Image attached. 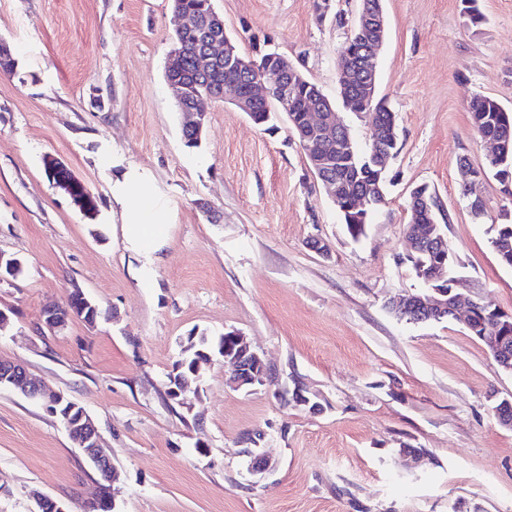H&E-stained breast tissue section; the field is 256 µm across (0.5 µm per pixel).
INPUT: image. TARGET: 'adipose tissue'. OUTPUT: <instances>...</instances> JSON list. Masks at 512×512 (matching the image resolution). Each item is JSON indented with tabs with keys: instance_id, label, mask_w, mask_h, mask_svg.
Returning <instances> with one entry per match:
<instances>
[{
	"instance_id": "ef3b65f1",
	"label": "adipose tissue",
	"mask_w": 512,
	"mask_h": 512,
	"mask_svg": "<svg viewBox=\"0 0 512 512\" xmlns=\"http://www.w3.org/2000/svg\"><path fill=\"white\" fill-rule=\"evenodd\" d=\"M112 199L129 215L120 226L128 250L150 257L165 246L170 214L147 174L127 167L112 182Z\"/></svg>"
}]
</instances>
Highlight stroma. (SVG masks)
I'll return each instance as SVG.
<instances>
[{
  "label": "stroma",
  "mask_w": 512,
  "mask_h": 512,
  "mask_svg": "<svg viewBox=\"0 0 512 512\" xmlns=\"http://www.w3.org/2000/svg\"><path fill=\"white\" fill-rule=\"evenodd\" d=\"M242 54L288 57L331 100L358 0H212ZM384 0L378 93L396 114L386 201L353 240L276 113L275 131L221 102L198 147L184 144L166 77L169 0H0V251L24 266L0 285V359L83 406L112 452L116 512H512V401L482 341L454 321L409 323L391 297L423 293L406 261V201L428 185L457 288L512 312V267L491 246L512 221L495 177L475 215L457 157L485 162L468 104L512 108V0ZM62 160L96 197L88 218L48 178ZM151 173L171 228L154 272L127 250L112 212L122 166ZM319 239L328 254L310 247ZM80 287L102 310L39 332L46 306ZM243 332L265 385L227 384L213 355L182 401L166 399L190 338ZM302 391L309 404L292 394ZM419 449L405 463L403 446ZM270 462L262 473L253 456ZM97 473L44 406L0 389V512H36L39 490L83 512Z\"/></svg>",
  "instance_id": "35a3bbf8"
}]
</instances>
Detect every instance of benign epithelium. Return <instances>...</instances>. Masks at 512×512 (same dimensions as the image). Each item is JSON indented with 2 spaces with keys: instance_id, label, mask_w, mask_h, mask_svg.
<instances>
[{
  "instance_id": "obj_1",
  "label": "benign epithelium",
  "mask_w": 512,
  "mask_h": 512,
  "mask_svg": "<svg viewBox=\"0 0 512 512\" xmlns=\"http://www.w3.org/2000/svg\"><path fill=\"white\" fill-rule=\"evenodd\" d=\"M174 13L182 20L180 32L195 31L203 36L200 47L195 52L194 64L198 73L210 75L221 67L233 69L245 77L250 76L251 65L246 60L235 54V48L229 38L224 34V19L214 9L209 8L203 14L185 10L182 0H172ZM358 41L362 46L363 55L357 66L350 63L351 56L345 55L340 66V74L343 78L342 95L344 100H353L351 85L354 80H359L365 92L372 95L376 90L377 72L375 59L377 51L386 38L387 23L380 6L372 10L361 9L353 24ZM181 49L175 48L167 64L166 79L177 94V101L183 114V127L191 134L196 142L201 141L207 101L224 99L238 110L246 113L249 118H254V105L261 99L275 98L281 111L288 113L292 110V95L288 87V75L298 74L295 66L278 53L267 56L263 68V77L249 80L250 93L240 95L235 92H224V86H218L205 93H199L189 84L181 73L179 57ZM302 122L307 137L303 144L307 145V152L312 166L316 170L328 167V159L313 151V145L327 143L336 139V151L346 152L351 146V140L343 124L336 119V112L325 108L319 103L310 105L303 111ZM45 171L52 182L64 190L77 204L84 215L91 217L95 211L88 205L86 192L81 190L83 182L79 180L60 159L47 155L43 159ZM415 211L412 212L410 227L408 230V252H420L438 254L437 270L432 272L428 282L432 283L439 278V272L445 269L447 260V242L445 235L439 232L436 224L417 223V211L426 213L431 210V200L425 194L417 193L414 196ZM23 270L21 261L15 256L0 251V284L10 282L17 278ZM433 296L422 294H399L389 302L392 312L410 322L425 323L440 321L450 318L469 324L475 302L466 300L462 294H452V290L445 288H431ZM73 308L80 313L94 308L91 300L83 290L74 287L69 293L67 302L63 306L47 309L43 312L40 328L55 332L64 328L69 316L62 314V310ZM502 323H497L490 329L482 332L480 339L485 342L489 353L500 369L512 372V348L505 343V337L501 332ZM232 344L223 348L221 356L224 361L232 364V378L240 388L255 387L265 384V363L255 352L251 351L245 337L238 331L228 333ZM21 387L26 395L34 400L45 402L48 406L55 407L53 414L62 420L70 438L82 453L87 455L100 475L101 495L104 504L113 506L111 489L115 479V467L112 465L111 456L100 447L99 429L86 411H81L77 416L73 415L77 404H67V399L59 392L51 391L45 385L30 378L26 368L18 363L0 360V388ZM32 496L38 503L39 512H67L65 506L53 498L34 490Z\"/></svg>"
}]
</instances>
